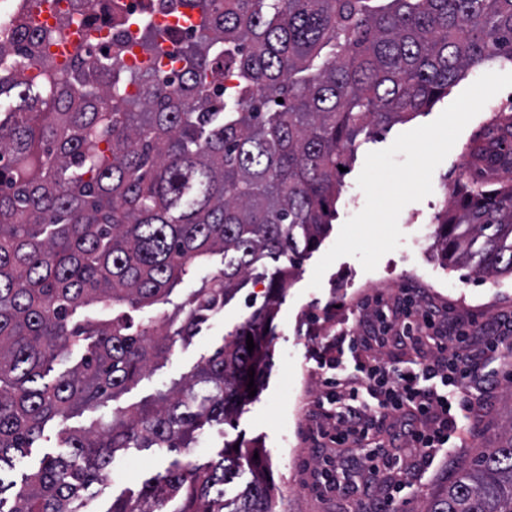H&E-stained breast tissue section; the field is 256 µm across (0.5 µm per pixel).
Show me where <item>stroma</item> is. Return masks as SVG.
<instances>
[{
    "label": "stroma",
    "instance_id": "stroma-1",
    "mask_svg": "<svg viewBox=\"0 0 512 512\" xmlns=\"http://www.w3.org/2000/svg\"><path fill=\"white\" fill-rule=\"evenodd\" d=\"M504 70L499 61L486 62L480 71L470 72L449 87L447 96L424 113L361 141L342 179L336 214L327 235L315 251L299 261L277 305L270 360L256 395L224 424L205 427L193 447L178 453L164 448H132L117 454L111 465V485L93 501L94 512H106L113 498L136 493L144 480L164 471L172 460L203 464L216 459L221 448L234 446L262 452L265 478L279 493V512H348L342 496L335 494L319 500L305 488L315 467L311 458L313 444L307 434L311 410L324 390V373L319 370L317 360L325 342L340 331L352 329L360 317L362 301L378 292L392 296L403 288H421L428 301L440 306L449 303L457 313L483 318L512 310L511 276L483 280L475 277L470 268L442 266L434 248L420 251L413 247L414 239L423 231L436 229V219L447 207L446 190L468 180L493 189L512 176L505 171L493 173L474 166L469 154L472 142L490 123V109H482L472 118L435 169L432 194L402 209L398 218L403 234L401 243L380 259L375 270L364 271L356 258L345 256L327 269L320 288L313 289L309 283L314 267L335 243L343 223L365 205L357 177L367 153L385 149L399 134L434 121L480 73ZM277 267V262L269 258L255 264L247 284L235 297L223 309L212 313L194 336L177 340L167 360L153 367L148 376L132 385L119 399L109 402V410L151 400L162 385L188 374L211 355L223 337L263 302ZM485 374L488 384L468 393L472 410L461 424L455 448L440 452L428 467L416 459H404L411 486L398 504L399 512H422L431 495L469 470L485 449L505 442L508 430L512 429V347L503 349ZM100 415V410L92 409L50 422L42 439L29 450L30 464H38L45 454L55 453L60 431L89 426Z\"/></svg>",
    "mask_w": 512,
    "mask_h": 512
}]
</instances>
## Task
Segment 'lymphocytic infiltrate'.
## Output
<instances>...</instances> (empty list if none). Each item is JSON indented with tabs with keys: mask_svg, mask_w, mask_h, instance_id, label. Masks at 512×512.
<instances>
[{
	"mask_svg": "<svg viewBox=\"0 0 512 512\" xmlns=\"http://www.w3.org/2000/svg\"><path fill=\"white\" fill-rule=\"evenodd\" d=\"M511 342L512 312L487 324L428 304L419 288L402 289L392 298L375 293L357 330L334 336L323 349L321 365L331 372L338 369L343 348L364 359L357 377L325 378V397L314 405L313 492L320 497L337 492L358 502L371 495L377 479L386 492L374 512H396L408 486L406 476L394 469L402 448L430 462L438 449L449 447L458 416L469 409L462 390L478 383L486 360ZM391 347L420 354L418 368L403 369L376 356V349ZM350 446L366 449L369 480H356L337 463V449Z\"/></svg>",
	"mask_w": 512,
	"mask_h": 512,
	"instance_id": "f902f5d3",
	"label": "lymphocytic infiltrate"
}]
</instances>
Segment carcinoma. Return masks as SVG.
<instances>
[{"instance_id":"cac0c4a2","label":"carcinoma","mask_w":512,"mask_h":512,"mask_svg":"<svg viewBox=\"0 0 512 512\" xmlns=\"http://www.w3.org/2000/svg\"><path fill=\"white\" fill-rule=\"evenodd\" d=\"M69 0L58 30L33 21L32 0H15L14 40L0 41V506L8 512H86L92 489L117 452L189 447L259 388L269 358L276 300L293 263L326 235L342 172L359 138L425 111L489 60L512 64V0H149L110 20L134 25L154 60L178 29L162 9L195 10L196 36L171 76L154 66L127 70L111 55L59 67L45 53L27 79L18 46L61 39L95 18ZM137 94L126 93L128 87ZM283 102H277V99ZM512 118L472 149L512 167L500 143ZM437 257L481 277L512 275V180L493 190L466 186L437 218ZM224 269L186 299L172 295L212 255ZM285 257L267 299L193 371L150 402L100 417L60 437L12 479L17 456L46 425L104 408L224 308L261 257ZM158 324L134 315L156 304ZM97 306V317L81 319ZM255 348L247 350V335ZM55 376H50V373ZM241 454L225 448L205 468L175 459L134 498L106 512H224V484ZM258 471L232 512H276ZM424 512H512V439L428 502Z\"/></svg>"}]
</instances>
